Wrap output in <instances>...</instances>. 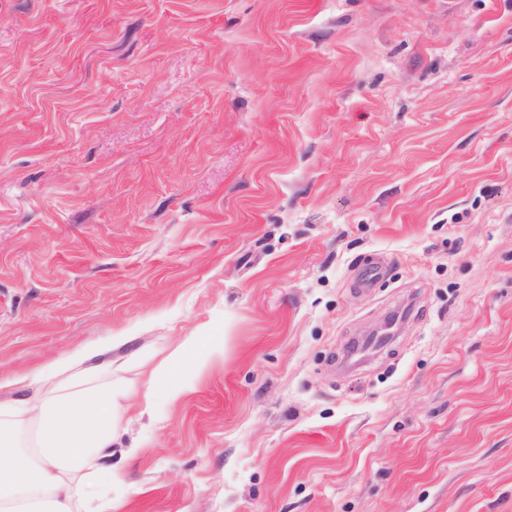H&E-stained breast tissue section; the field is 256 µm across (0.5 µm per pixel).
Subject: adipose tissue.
<instances>
[{
    "instance_id": "obj_1",
    "label": "adipose tissue",
    "mask_w": 512,
    "mask_h": 512,
    "mask_svg": "<svg viewBox=\"0 0 512 512\" xmlns=\"http://www.w3.org/2000/svg\"><path fill=\"white\" fill-rule=\"evenodd\" d=\"M108 350L54 364L24 406L0 402V512H107L86 488L116 437Z\"/></svg>"
}]
</instances>
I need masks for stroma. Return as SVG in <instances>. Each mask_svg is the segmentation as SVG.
<instances>
[{"mask_svg": "<svg viewBox=\"0 0 512 512\" xmlns=\"http://www.w3.org/2000/svg\"><path fill=\"white\" fill-rule=\"evenodd\" d=\"M107 340L118 512H512V0H0V401Z\"/></svg>", "mask_w": 512, "mask_h": 512, "instance_id": "35a3bbf8", "label": "stroma"}]
</instances>
